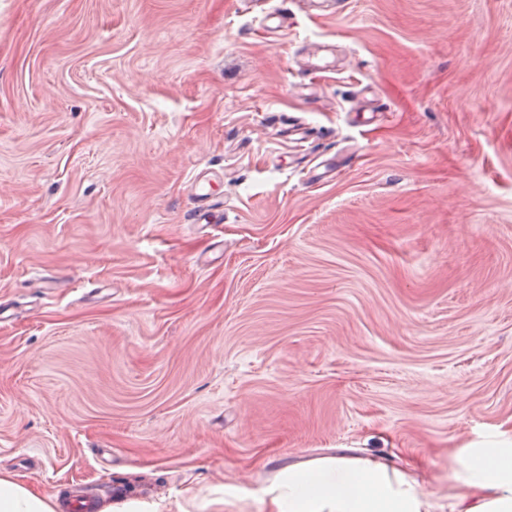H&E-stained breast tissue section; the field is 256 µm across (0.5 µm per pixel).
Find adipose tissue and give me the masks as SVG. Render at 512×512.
<instances>
[{
  "mask_svg": "<svg viewBox=\"0 0 512 512\" xmlns=\"http://www.w3.org/2000/svg\"><path fill=\"white\" fill-rule=\"evenodd\" d=\"M457 484L440 504L416 466L336 454L278 470L264 495L269 512H512V442L469 448L456 459ZM63 505L0 471V512H61Z\"/></svg>",
  "mask_w": 512,
  "mask_h": 512,
  "instance_id": "ef3b65f1",
  "label": "adipose tissue"
}]
</instances>
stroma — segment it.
Instances as JSON below:
<instances>
[{
	"label": "stroma",
	"mask_w": 512,
	"mask_h": 512,
	"mask_svg": "<svg viewBox=\"0 0 512 512\" xmlns=\"http://www.w3.org/2000/svg\"><path fill=\"white\" fill-rule=\"evenodd\" d=\"M274 4L0 0V471L45 496L265 512L346 448L442 499L512 439V0ZM244 4L251 5L253 8H259L261 13V24L259 27L260 31H268L269 29H279L287 27L288 17L279 8L269 6L271 1L269 0H243ZM275 24V26H272Z\"/></svg>",
	"instance_id": "1"
}]
</instances>
